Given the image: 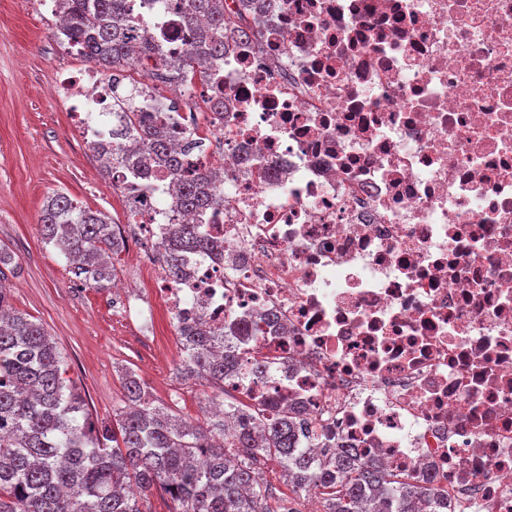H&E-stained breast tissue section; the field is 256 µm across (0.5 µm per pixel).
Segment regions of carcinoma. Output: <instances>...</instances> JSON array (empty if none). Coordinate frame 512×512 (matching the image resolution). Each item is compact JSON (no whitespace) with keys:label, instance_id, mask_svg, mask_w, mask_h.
Returning <instances> with one entry per match:
<instances>
[{"label":"carcinoma","instance_id":"cac0c4a2","mask_svg":"<svg viewBox=\"0 0 512 512\" xmlns=\"http://www.w3.org/2000/svg\"><path fill=\"white\" fill-rule=\"evenodd\" d=\"M56 35L103 73H112V157L95 153L105 176L113 165L156 169L173 183V214L161 268L175 277L180 255L214 244L177 217L224 206L219 172L184 167L171 133L147 112L141 82L125 83L135 63L143 77L170 83L205 79L212 61L224 58L228 39L259 40L241 12L224 0H175L189 40L180 56L141 34L133 23L134 0H58ZM43 239L68 260L74 279L102 289L115 276L111 255L125 245L117 225L98 210L64 193L43 204ZM0 286V512H148L152 489L164 491L173 512H304L302 493H315L323 512H448V495L431 479L416 480L366 462L350 449L317 452L303 446L314 432L308 423L274 402H244L234 396L224 409L192 424L154 406L144 384L128 372L124 406L112 410V425L95 426L86 400L64 377V357L43 325L7 310ZM186 379L209 381L222 397L225 380L241 369L260 377L266 364L230 349L224 331L196 324L176 328ZM281 467L291 495L269 492L257 469Z\"/></svg>","mask_w":512,"mask_h":512}]
</instances>
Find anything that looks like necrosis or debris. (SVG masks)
Wrapping results in <instances>:
<instances>
[{"label": "necrosis or debris", "instance_id": "necrosis-or-debris-1", "mask_svg": "<svg viewBox=\"0 0 512 512\" xmlns=\"http://www.w3.org/2000/svg\"><path fill=\"white\" fill-rule=\"evenodd\" d=\"M258 42L230 45L198 115L148 96L186 155L224 177L188 218L214 251L153 287L174 322L223 327L267 358L237 383L285 402L336 448L437 477L449 512H512V0H253ZM147 37L180 51L165 0ZM83 140L111 148V80L60 77ZM141 257L166 243L157 172L117 167Z\"/></svg>", "mask_w": 512, "mask_h": 512}]
</instances>
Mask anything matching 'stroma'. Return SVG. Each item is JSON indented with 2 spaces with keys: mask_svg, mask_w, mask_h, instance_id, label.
Returning a JSON list of instances; mask_svg holds the SVG:
<instances>
[{
  "mask_svg": "<svg viewBox=\"0 0 512 512\" xmlns=\"http://www.w3.org/2000/svg\"><path fill=\"white\" fill-rule=\"evenodd\" d=\"M53 31L40 0H0V247L11 256L0 282L13 310L41 322L57 343L93 422L111 421L127 370L152 404L203 421L215 390L176 371L180 344L162 301L145 302L157 270L138 262L126 201L100 174L71 110L46 94L59 76L87 66ZM56 192L124 226L126 245L113 263L118 280L137 286L129 307H116L113 289L74 282L66 260L44 243L39 216Z\"/></svg>",
  "mask_w": 512,
  "mask_h": 512,
  "instance_id": "stroma-1",
  "label": "stroma"
}]
</instances>
